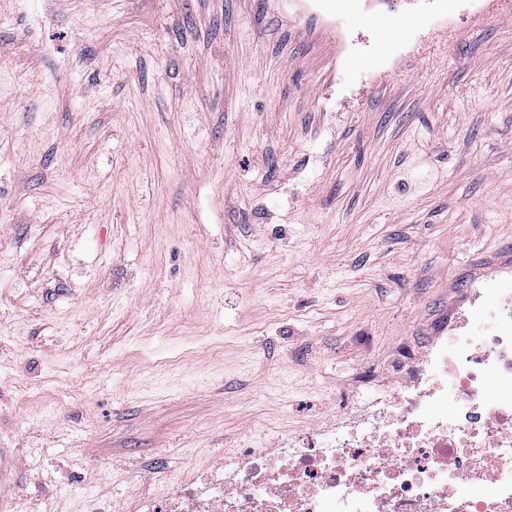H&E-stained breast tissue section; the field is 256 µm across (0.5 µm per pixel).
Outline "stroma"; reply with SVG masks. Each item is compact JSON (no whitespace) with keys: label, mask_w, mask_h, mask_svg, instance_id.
I'll return each instance as SVG.
<instances>
[{"label":"stroma","mask_w":512,"mask_h":512,"mask_svg":"<svg viewBox=\"0 0 512 512\" xmlns=\"http://www.w3.org/2000/svg\"><path fill=\"white\" fill-rule=\"evenodd\" d=\"M0 0V512L334 424L512 270V9Z\"/></svg>","instance_id":"obj_1"}]
</instances>
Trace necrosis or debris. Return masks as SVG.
Here are the masks:
<instances>
[{"instance_id":"obj_1","label":"necrosis or debris","mask_w":512,"mask_h":512,"mask_svg":"<svg viewBox=\"0 0 512 512\" xmlns=\"http://www.w3.org/2000/svg\"><path fill=\"white\" fill-rule=\"evenodd\" d=\"M393 393L276 453L247 448L135 512H512V287L473 294Z\"/></svg>"}]
</instances>
